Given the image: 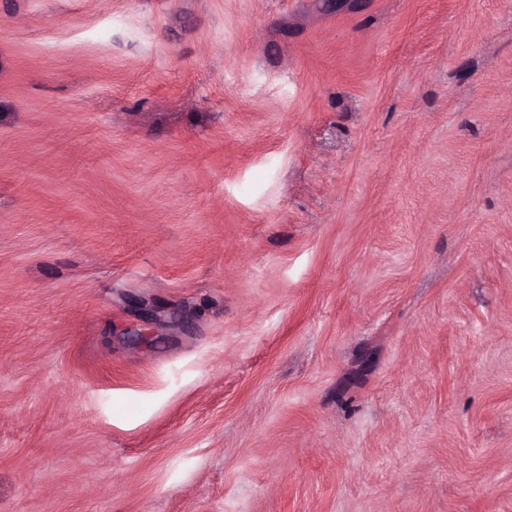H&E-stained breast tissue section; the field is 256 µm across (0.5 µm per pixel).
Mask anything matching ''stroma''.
I'll list each match as a JSON object with an SVG mask.
<instances>
[{"instance_id":"stroma-1","label":"stroma","mask_w":512,"mask_h":512,"mask_svg":"<svg viewBox=\"0 0 512 512\" xmlns=\"http://www.w3.org/2000/svg\"><path fill=\"white\" fill-rule=\"evenodd\" d=\"M0 512H512V0H0Z\"/></svg>"}]
</instances>
